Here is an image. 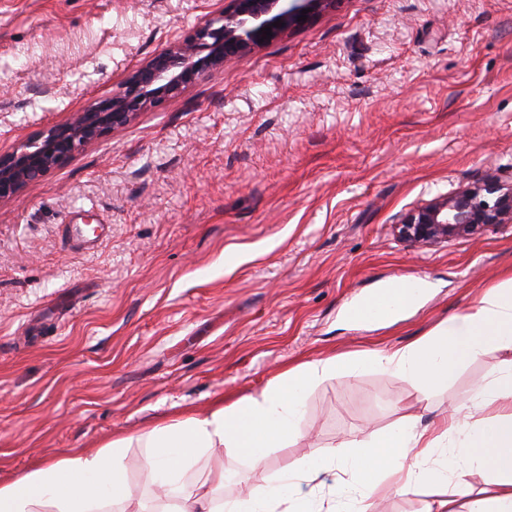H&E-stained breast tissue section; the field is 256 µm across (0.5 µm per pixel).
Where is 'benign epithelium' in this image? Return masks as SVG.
<instances>
[{
  "instance_id": "1",
  "label": "benign epithelium",
  "mask_w": 512,
  "mask_h": 512,
  "mask_svg": "<svg viewBox=\"0 0 512 512\" xmlns=\"http://www.w3.org/2000/svg\"><path fill=\"white\" fill-rule=\"evenodd\" d=\"M339 0H229L184 37L171 42L136 69L109 96L92 100L70 119L0 154V201L69 160L86 144L128 125L252 53L306 24ZM279 26H273L274 22ZM271 27L272 36L262 28ZM512 224V182L488 173L471 186L439 196L405 212L394 225L398 239L414 247H433Z\"/></svg>"
}]
</instances>
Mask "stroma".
<instances>
[{
	"label": "stroma",
	"mask_w": 512,
	"mask_h": 512,
	"mask_svg": "<svg viewBox=\"0 0 512 512\" xmlns=\"http://www.w3.org/2000/svg\"><path fill=\"white\" fill-rule=\"evenodd\" d=\"M224 0H0V154L68 120ZM512 174V0H338L0 202V481L207 415L311 359L397 349L512 278V227L399 241L414 206ZM108 219L94 250L67 217ZM426 292L391 324L353 304ZM512 352L429 396L381 369L309 389L266 473L408 417L435 425ZM418 281H400L393 286H389L382 291V294L388 292L390 289H394V293L391 297V300L388 304L389 312L385 314L383 317L376 318L375 321H384L391 319L392 317L398 315L403 309L407 307H403L399 304V301L404 299L413 288H420L416 284Z\"/></svg>",
	"instance_id": "obj_1"
}]
</instances>
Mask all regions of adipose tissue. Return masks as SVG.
I'll return each instance as SVG.
<instances>
[{"instance_id":"adipose-tissue-1","label":"adipose tissue","mask_w":512,"mask_h":512,"mask_svg":"<svg viewBox=\"0 0 512 512\" xmlns=\"http://www.w3.org/2000/svg\"><path fill=\"white\" fill-rule=\"evenodd\" d=\"M490 349L512 350V278L406 346L306 361L208 416L154 428L144 441L143 469L150 484L168 493L159 512H373L377 499L417 490L427 494L422 512H512V360L493 368L436 428H418L410 418L342 450L262 474L271 449L301 436L311 386L375 367L427 393L447 387L463 360ZM131 446V439L118 438L0 483V512H112L130 505L124 461ZM215 448L246 461L263 485L245 496L225 495L220 468L186 482ZM475 471L484 476L479 489L465 480ZM305 484L311 493H302ZM323 488L324 498L318 495Z\"/></svg>"}]
</instances>
